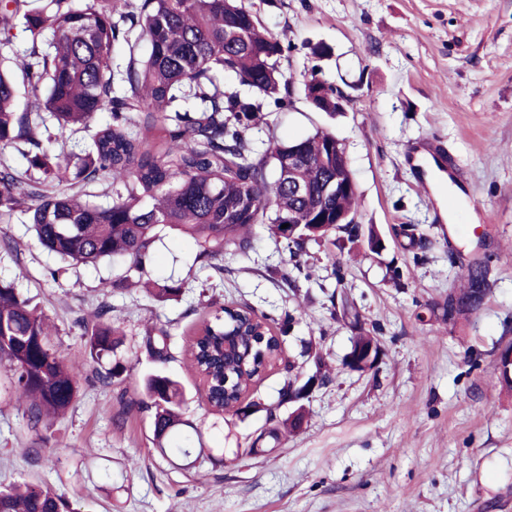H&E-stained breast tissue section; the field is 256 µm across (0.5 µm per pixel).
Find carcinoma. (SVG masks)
<instances>
[{
    "mask_svg": "<svg viewBox=\"0 0 512 512\" xmlns=\"http://www.w3.org/2000/svg\"><path fill=\"white\" fill-rule=\"evenodd\" d=\"M22 24L31 45L22 57L0 61V148L23 144L27 162L20 170L0 161V221L17 212L28 215L39 244L72 265L123 260L127 273L148 274L154 245L165 230L195 239L199 257L212 262L224 245L241 252L251 241L242 231L270 224L288 238L287 222L297 227L290 243L297 257L310 241L336 234V209L356 213L357 191L336 194V174L344 169L345 151L336 134L318 129L305 138L303 190L288 188L281 169L288 145L270 141L260 149L251 131L272 104H292L280 61L281 40L261 25L248 0H0V46L11 43ZM138 39L131 40L133 31ZM124 41L129 57L124 93L113 95L112 46ZM17 62L33 98L18 111L17 80L9 66ZM234 74L250 94L221 88L218 76ZM336 82L311 70L303 83L304 99L336 115ZM111 121L99 126L86 143L76 137L91 128L98 112ZM144 116L147 131H132ZM70 143L65 156L49 148ZM105 182L111 202L88 199L85 187ZM28 186L26 193L17 185ZM327 218L311 224V218ZM490 260L464 271L466 287L452 299L448 317L482 307L490 290ZM184 282L152 279L144 287L166 301L182 294ZM102 306L90 331V357L110 359L98 374L106 384L127 370L117 354L123 332ZM43 312L32 307L14 284L0 282V363L11 371L8 389L24 407L27 424L47 427L64 415L78 394L83 366L66 361L50 344ZM286 343V324L230 303L212 311L188 344L192 366L205 387V406L215 415L229 411L239 419L260 403L247 400L251 386ZM144 346L160 366L145 373L137 398L121 396V411L149 415L153 440L161 455L191 456L187 448H167L164 440L185 425V389L161 364L173 358L170 333L144 337ZM279 396L293 399L292 429L304 418L298 376L288 367ZM0 512H77L46 483L0 486Z\"/></svg>",
    "mask_w": 512,
    "mask_h": 512,
    "instance_id": "obj_1",
    "label": "carcinoma"
}]
</instances>
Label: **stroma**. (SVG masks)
Segmentation results:
<instances>
[{
    "label": "stroma",
    "mask_w": 512,
    "mask_h": 512,
    "mask_svg": "<svg viewBox=\"0 0 512 512\" xmlns=\"http://www.w3.org/2000/svg\"><path fill=\"white\" fill-rule=\"evenodd\" d=\"M250 2L290 47L280 68L292 88L316 66L354 97L333 117L298 97L268 107L253 138L288 142L332 128L360 196L357 221L383 249L364 236H333L308 243L298 270L286 241L254 224L249 253L225 247L219 271L201 266L192 237L171 231L149 273L185 288L160 302L139 287H102L124 276L125 263L69 266L38 245L26 215L0 222V243L17 245L12 253L0 246V278L50 317L62 355L88 360L87 317L102 304L122 327L125 350L138 355L111 384L84 373L43 443L1 395L0 484L47 483L79 512H512V387L498 370L512 346V0ZM318 44L330 54L312 57ZM423 137L447 146L468 185L437 210L405 160ZM484 257L492 268L485 305L449 317V294ZM206 296L293 319L281 359L249 399L276 402L285 363L307 379L314 366L305 346L331 367L330 382L304 401L303 428L278 447L250 450L265 412L218 419L199 405L186 346L208 314ZM345 296L355 313L343 311ZM151 328L169 331L175 358L165 369L190 397V424L171 444L223 447L222 463L195 468L162 457L146 414L114 422L118 395L135 397L154 367L143 347ZM360 334L381 347L367 372L344 364Z\"/></svg>",
    "instance_id": "stroma-1"
}]
</instances>
